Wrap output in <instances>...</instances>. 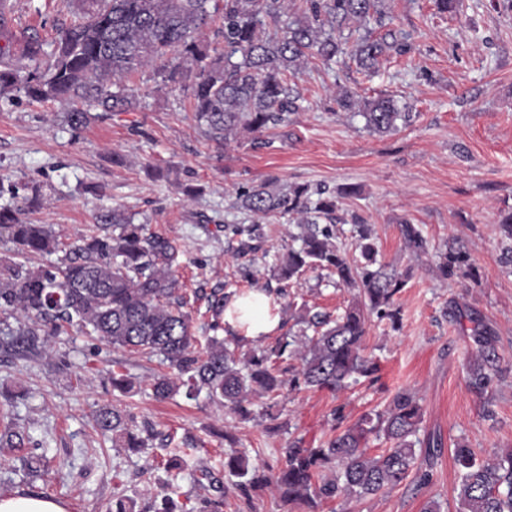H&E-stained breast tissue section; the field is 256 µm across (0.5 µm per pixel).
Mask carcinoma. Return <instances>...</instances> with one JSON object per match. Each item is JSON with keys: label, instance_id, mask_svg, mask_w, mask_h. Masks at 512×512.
<instances>
[{"label": "carcinoma", "instance_id": "1", "mask_svg": "<svg viewBox=\"0 0 512 512\" xmlns=\"http://www.w3.org/2000/svg\"><path fill=\"white\" fill-rule=\"evenodd\" d=\"M213 0H80L78 14L48 44L26 29L12 30L0 0V98L22 94L35 102H68L63 123L72 130L87 126L92 111L133 112L138 107L131 79L155 67L161 86L188 82L190 106L208 139L226 144L241 133L259 139L270 129L286 127L300 111L301 94L290 80L314 59L326 66L356 62L368 74L378 72L380 59L411 51L407 36L392 28L382 0H223V46L200 39ZM363 29L354 43L350 35ZM337 111L364 119L367 131L383 134L408 123L391 97L367 99L346 85H336ZM354 192L344 187L335 194L308 185L281 186L267 178L237 190L234 207L254 218L234 224L238 252L258 250V222L288 217L298 224L299 245L274 256L277 279L288 283L308 269L336 276V284L358 290L357 299L342 312L299 315V331L285 333L272 346L244 349L243 337L210 336L197 348L186 301L178 294L176 271L181 250L175 240L150 232L121 211L96 225L81 243L65 250L56 265H0V308L22 319L18 343H37L76 326L115 349L156 357L173 373L152 378L153 396L165 400L182 392L189 400L206 392L213 404L229 408L240 420L254 419L251 397L291 390H320L332 394L364 378L378 381L377 361L364 354L368 323L375 320L394 330L401 326L397 295L405 276L387 271L378 260L370 225L352 216V237L358 257L349 258L336 243L338 198ZM6 233L21 254H52L62 242L44 224H27L19 211L0 207V234ZM401 233L407 246L418 251L425 239L420 229L405 222ZM469 254L451 247L439 256L440 277L470 274ZM233 293L212 291L208 309L217 318ZM469 338L474 347L467 381L483 394L499 385L503 370L496 338L475 317ZM288 356L298 365L278 370ZM335 434L317 448L290 445L276 464H249L236 439L225 436L224 475L240 497L250 502L266 490L288 504L313 509L322 502L359 501L391 491L410 475L429 482L418 466L412 437L421 421L414 393L397 390L387 408L366 413L341 428L343 409L333 413ZM135 416L104 406L95 424L112 434L115 448L139 451L147 440L133 429ZM375 435L388 447L377 455L368 450ZM462 470L457 498L459 512H512V450L494 462L476 458L471 448L454 449Z\"/></svg>", "mask_w": 512, "mask_h": 512}]
</instances>
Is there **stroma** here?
I'll return each mask as SVG.
<instances>
[{
    "instance_id": "stroma-1",
    "label": "stroma",
    "mask_w": 512,
    "mask_h": 512,
    "mask_svg": "<svg viewBox=\"0 0 512 512\" xmlns=\"http://www.w3.org/2000/svg\"><path fill=\"white\" fill-rule=\"evenodd\" d=\"M69 0H12V24L56 37L72 19ZM397 29L411 34L414 50L390 56L378 74L356 66L328 69L311 62L296 84L304 101L288 127L259 144L249 136L224 146L209 140L180 87L158 88L152 69L136 80V111L103 115L78 131L61 119L63 103H36L19 96L0 100V206L21 207L31 224H48L67 245L85 235L101 215L120 209L137 223L175 239L184 251L178 271L189 301L193 331L209 335L207 297L212 289H247L241 281L237 240L230 225L248 223L232 202L238 186L269 177L281 184H308L341 197L337 216H361L373 229L379 258L408 273L398 296L399 330L373 322L366 353L379 361L382 379L345 391L281 392L275 417L240 421L206 397L176 395L159 401L150 387L156 363L90 339L77 329L36 351L13 344L20 323L0 310V430L12 426L21 447L0 444V495L51 496L68 512H110L124 495L145 512L164 477L166 459L180 463L174 499L196 495L201 466L225 492L224 512H304L266 494L245 505L224 480L225 435L245 448L251 464L271 459L294 440L315 448L332 436V413L343 408L345 425L365 412L384 410L401 388L422 407L415 448L440 442L431 481L407 479L393 490L361 501L322 504L318 512H457L460 471L455 443L489 459L512 448V266L504 255L512 241L500 232V209L512 206V0H463L458 12L441 13L433 0H386ZM365 97L391 96L409 103L414 118L396 132L376 135L359 117L335 113L337 84ZM126 162L113 164V155ZM40 187L42 204L26 206V189ZM427 240L421 253L406 248L401 222ZM266 259H257L253 285L277 287L271 257L285 253L297 225L273 217L261 221ZM463 247L472 275L441 279L436 270L446 247ZM296 309L335 311L353 297L325 272H306L289 286ZM496 337L504 359L503 381L479 394L467 385L470 316ZM133 377L134 390L113 392L114 363ZM130 410L139 429H151L148 446L134 453L115 449L111 436L94 428L99 406Z\"/></svg>"
}]
</instances>
